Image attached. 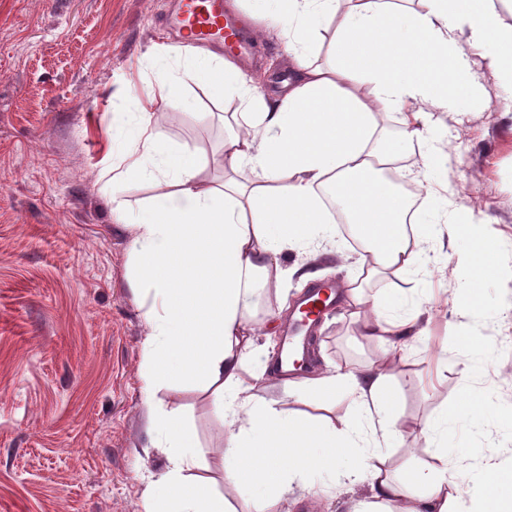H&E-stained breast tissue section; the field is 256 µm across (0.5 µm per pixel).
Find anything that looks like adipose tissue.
Here are the masks:
<instances>
[{
  "label": "adipose tissue",
  "mask_w": 512,
  "mask_h": 512,
  "mask_svg": "<svg viewBox=\"0 0 512 512\" xmlns=\"http://www.w3.org/2000/svg\"><path fill=\"white\" fill-rule=\"evenodd\" d=\"M251 18L266 21L291 59L290 76L272 92L231 60L205 47L152 50L157 94L136 111L118 113L112 163L102 173L112 194L114 223L130 229L133 291L151 297L144 375L169 372L200 381L224 418L227 443L222 473L258 512L277 506L313 470L347 463L348 484L367 483L394 512H512V469L494 455L469 462V451L448 432V418L466 419L473 432L512 429V409L484 391L465 390L453 414H439L419 432L430 459L409 482L396 479L382 449L363 446V433L344 422L291 416L257 395L271 374L257 336L275 335L278 323H253L258 291L313 271L283 266L289 250L311 258L328 253L330 214L318 194L332 188L365 253L368 276L403 278L425 268L423 240L408 231L409 203L378 178L409 144L427 138L435 110L449 95H469L466 62L450 48V33H469L489 58L499 83L512 85V0H421L415 10L394 0H250ZM336 30L325 62L313 58V37L326 19ZM201 80L236 96L248 111L246 128L226 133L217 151L174 146L159 118L182 104L184 78ZM403 115L404 135L380 140L378 121ZM149 180L155 195L131 210L128 184ZM450 247L468 267L471 283L494 273L488 242L472 239L469 215L453 216ZM396 297L364 299L350 285L342 311L361 337L383 347L402 339L424 342L422 307L392 317ZM294 401L307 392L331 398L349 394L384 440L404 441L390 421L395 405L389 375L380 367L336 368L295 380L281 376ZM155 445L167 449L171 467L155 484L147 512H232L197 475L191 432L180 407L149 408Z\"/></svg>",
  "instance_id": "1"
}]
</instances>
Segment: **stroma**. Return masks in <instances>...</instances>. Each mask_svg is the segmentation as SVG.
Listing matches in <instances>:
<instances>
[{
	"label": "stroma",
	"instance_id": "35a3bbf8",
	"mask_svg": "<svg viewBox=\"0 0 512 512\" xmlns=\"http://www.w3.org/2000/svg\"><path fill=\"white\" fill-rule=\"evenodd\" d=\"M176 0H0V512H145L155 481L170 466L147 432V404L182 406L200 471L235 512H256L222 479L224 419L193 381L147 387L142 298L125 278L126 226L112 221V197L99 173L111 163L112 95L129 103L156 93L148 47L174 39L160 20ZM454 48L475 90L449 99L435 125L396 171L408 180L428 153L446 155L430 177L448 199L422 197L419 222L446 239L445 216L472 214L495 241L497 271L463 312L469 273L455 254L432 252L426 273L368 282L441 315L429 348L386 363L350 320L325 314L310 344L317 369L384 363L402 394L396 417L411 432L391 461L402 475L427 459L413 437L454 408L469 386L490 389L512 407V87L498 83L467 35ZM184 110L164 115L173 143L218 144L219 115L242 113L238 98L186 82ZM336 253L323 280L345 288L362 280L359 248L333 229ZM492 337L479 377L465 369L471 335ZM367 484L348 488L324 473L295 489L283 512H359L372 504Z\"/></svg>",
	"mask_w": 512,
	"mask_h": 512
}]
</instances>
